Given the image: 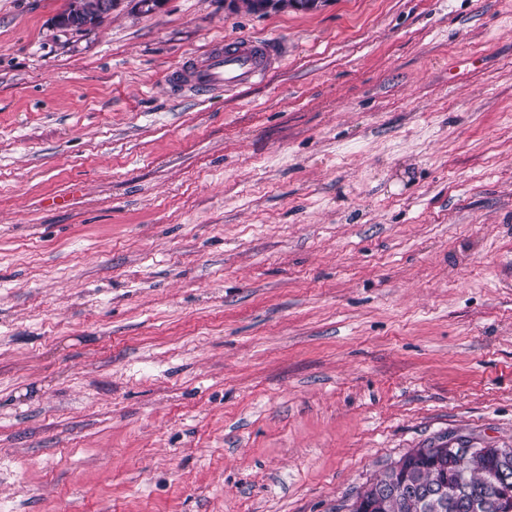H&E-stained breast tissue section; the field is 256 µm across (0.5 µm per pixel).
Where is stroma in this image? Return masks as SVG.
I'll return each mask as SVG.
<instances>
[{
  "label": "stroma",
  "instance_id": "35a3bbf8",
  "mask_svg": "<svg viewBox=\"0 0 512 512\" xmlns=\"http://www.w3.org/2000/svg\"><path fill=\"white\" fill-rule=\"evenodd\" d=\"M67 2L0 0V512H348L512 448V0ZM284 54L278 41L245 39L225 44L221 40L177 67L171 74L172 86L210 99L262 81Z\"/></svg>",
  "mask_w": 512,
  "mask_h": 512
}]
</instances>
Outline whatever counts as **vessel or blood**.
I'll use <instances>...</instances> for the list:
<instances>
[{
  "label": "vessel or blood",
  "mask_w": 512,
  "mask_h": 512,
  "mask_svg": "<svg viewBox=\"0 0 512 512\" xmlns=\"http://www.w3.org/2000/svg\"><path fill=\"white\" fill-rule=\"evenodd\" d=\"M285 54L280 42L245 39L216 42L184 61L171 74L173 87L206 99L262 81Z\"/></svg>",
  "instance_id": "b4317fda"
}]
</instances>
